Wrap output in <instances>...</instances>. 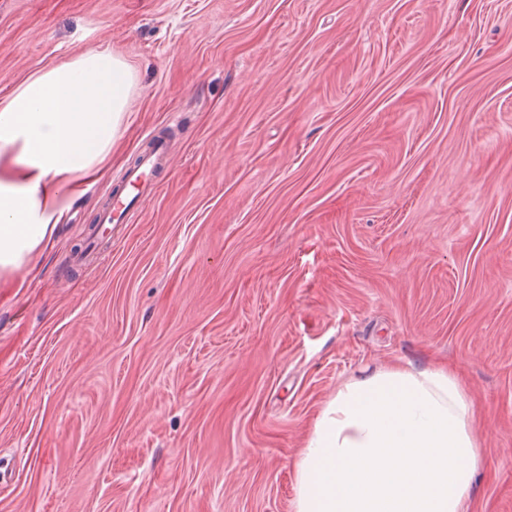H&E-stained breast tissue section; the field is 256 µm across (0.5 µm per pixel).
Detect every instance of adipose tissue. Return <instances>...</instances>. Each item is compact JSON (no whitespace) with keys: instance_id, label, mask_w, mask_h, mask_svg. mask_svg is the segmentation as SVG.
Returning <instances> with one entry per match:
<instances>
[{"instance_id":"obj_1","label":"adipose tissue","mask_w":512,"mask_h":512,"mask_svg":"<svg viewBox=\"0 0 512 512\" xmlns=\"http://www.w3.org/2000/svg\"><path fill=\"white\" fill-rule=\"evenodd\" d=\"M134 74L93 45L0 98V273L23 269L101 176ZM458 372L397 364L340 386L296 462L295 512H464L484 465Z\"/></svg>"}]
</instances>
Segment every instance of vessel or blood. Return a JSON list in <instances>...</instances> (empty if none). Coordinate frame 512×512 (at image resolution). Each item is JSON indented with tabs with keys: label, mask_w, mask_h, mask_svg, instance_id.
<instances>
[{
	"label": "vessel or blood",
	"mask_w": 512,
	"mask_h": 512,
	"mask_svg": "<svg viewBox=\"0 0 512 512\" xmlns=\"http://www.w3.org/2000/svg\"><path fill=\"white\" fill-rule=\"evenodd\" d=\"M170 151L168 142L157 140L142 153L139 162L129 167L122 176L124 186L134 188V195H113L102 209L100 224L126 223L130 209L142 202L144 192L152 189L158 174L168 165Z\"/></svg>",
	"instance_id": "b4317fda"
}]
</instances>
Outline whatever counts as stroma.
<instances>
[{
    "label": "stroma",
    "mask_w": 512,
    "mask_h": 512,
    "mask_svg": "<svg viewBox=\"0 0 512 512\" xmlns=\"http://www.w3.org/2000/svg\"><path fill=\"white\" fill-rule=\"evenodd\" d=\"M91 44L136 84L104 176L0 275V512H294L320 410L396 362L460 370L466 512H512V0H0V96ZM170 145L164 140L154 141L144 153L141 154L137 164H133L122 175V183L125 187H132L138 192L128 197L122 195V191L112 195L109 203L103 207L99 217V224H125L131 208L143 201L146 191L153 188L158 174L169 163Z\"/></svg>",
    "instance_id": "obj_1"
}]
</instances>
